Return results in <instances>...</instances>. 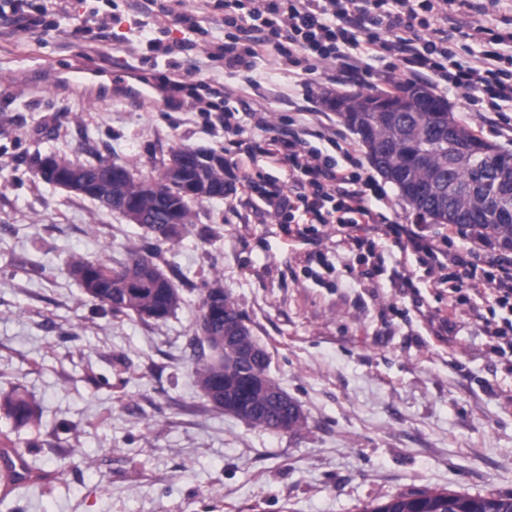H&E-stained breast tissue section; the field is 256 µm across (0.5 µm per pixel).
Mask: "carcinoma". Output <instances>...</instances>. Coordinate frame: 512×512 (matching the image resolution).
I'll use <instances>...</instances> for the list:
<instances>
[{"instance_id":"obj_1","label":"carcinoma","mask_w":512,"mask_h":512,"mask_svg":"<svg viewBox=\"0 0 512 512\" xmlns=\"http://www.w3.org/2000/svg\"><path fill=\"white\" fill-rule=\"evenodd\" d=\"M324 104L361 135L369 162H378L377 171L397 188L399 196L417 218H422L420 211L423 210L427 214V218H422L424 222L446 225L450 207L457 213L477 215L483 218L482 223L459 224L457 228L468 232L481 244L494 239L512 249V222L494 218L488 194L481 185L485 177L501 176L509 181L512 170L506 166L498 174L478 171L466 149L482 138L458 120H453L455 136L451 142L447 127L439 123L429 126L430 118L439 115L446 118L449 113L448 102L429 86L398 81L390 90L338 93L326 98ZM208 153L219 163L201 174L187 162L177 178L164 162L155 175L108 183L94 181L97 168L104 162L98 153H93L92 160L86 162H74L49 153L45 156L48 165L41 178L56 185L72 168L78 167L92 178L89 189L110 194L140 214L146 238L158 244L174 243L194 223L192 205L226 194L224 157L211 149ZM450 180L466 183L468 189L450 200L445 192ZM186 186L191 188L193 196L182 194ZM162 220L175 222L179 228L176 237L163 240L153 233L156 223ZM68 270L85 294L114 317L134 313L144 320H163L174 313L182 301L180 288L154 263L152 256L143 254L137 247L131 248L127 258L114 265L74 257ZM210 301L221 303L225 313L212 320L206 330H195L197 351L193 352V372L205 397H213L214 406L237 417L240 374L252 369L239 355L255 350L256 343L252 333H239L244 316L217 282L205 289L200 312H205ZM257 367L265 372L266 389L251 394L250 409L245 411L243 419L255 426L273 429L276 420L270 413L272 396L283 392V388L268 374V355L262 356ZM0 404L18 426L40 423L36 405L18 390L5 395ZM440 503V496L421 499L413 493L399 494L385 501L367 503L359 512H436ZM456 507L459 512H512V497L472 496L459 492Z\"/></svg>"}]
</instances>
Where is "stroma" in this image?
<instances>
[{"mask_svg":"<svg viewBox=\"0 0 512 512\" xmlns=\"http://www.w3.org/2000/svg\"><path fill=\"white\" fill-rule=\"evenodd\" d=\"M143 0H68L51 27L0 38V395L25 388L42 419L18 427L0 409L28 461L51 473L11 494L0 512H358L401 493L458 491L512 497V368L493 352L469 310L440 346L424 319L448 306L425 288L403 296L366 251L336 245L333 227L290 240L260 186L287 184V164L254 145L290 123L344 136L401 224L416 217L374 173L358 135L332 111H316L299 78L270 57L225 70L207 53L223 39L220 12L208 34L178 54L195 81L232 91L237 131L214 133L185 92L167 106L81 97L53 82L55 70L97 63L171 75L150 61L158 28H139ZM112 12V38L76 30L94 10ZM451 112L512 153V112L498 115L444 91ZM265 112L268 128L252 113ZM208 147L249 194L196 207L195 222L156 264L181 290L160 321L102 312L70 275L72 257L121 260L147 247L139 225L97 202L35 178L32 159L54 153L86 161L91 151L154 172L171 149ZM220 281L270 355L269 372L300 405L305 425L266 430L214 405L197 386L190 338L205 288Z\"/></svg>","mask_w":512,"mask_h":512,"instance_id":"stroma-1","label":"stroma"}]
</instances>
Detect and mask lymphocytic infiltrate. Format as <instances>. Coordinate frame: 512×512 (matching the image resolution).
<instances>
[{
    "instance_id": "obj_1",
    "label": "lymphocytic infiltrate",
    "mask_w": 512,
    "mask_h": 512,
    "mask_svg": "<svg viewBox=\"0 0 512 512\" xmlns=\"http://www.w3.org/2000/svg\"><path fill=\"white\" fill-rule=\"evenodd\" d=\"M64 2L0 0V29L46 28L49 17L65 12ZM500 2L482 0L475 8L471 0H213L214 9L223 13L224 39L210 45L209 55L237 72L250 70L265 55L288 72L306 75L331 61L350 80L364 74L367 59L394 57L410 76L430 74L463 91L466 101L485 99L498 112L512 108V32H497L482 18L495 13ZM474 9L480 17L466 23L464 36L486 49L461 60L448 49L453 33L446 24L451 16ZM325 136L303 126L257 145V152L288 163L292 171V188L264 190L271 210L297 224L300 239L308 237L312 225L338 224L340 245L368 249L380 270L387 246L418 255L437 272L434 285L447 290L450 312L478 300L485 303V312L476 318L500 357L512 362V320L494 317L497 309L512 310V263L504 258L488 262L471 251L448 254L412 225L391 221L369 198V178L311 145V138ZM449 314H437L436 337L447 333Z\"/></svg>"
}]
</instances>
